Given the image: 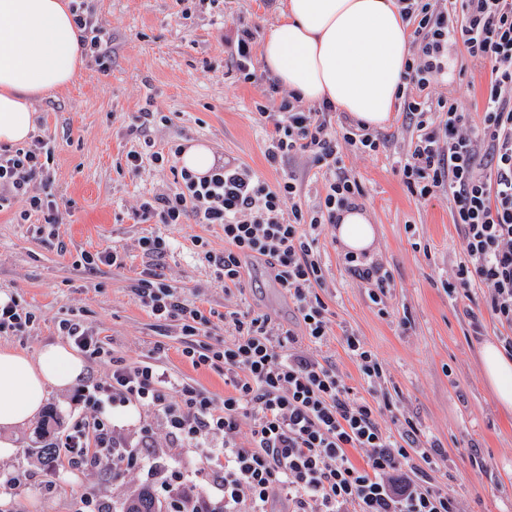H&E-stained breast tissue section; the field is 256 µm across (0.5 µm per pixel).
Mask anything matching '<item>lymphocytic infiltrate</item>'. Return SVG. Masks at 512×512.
Returning <instances> with one entry per match:
<instances>
[{
	"mask_svg": "<svg viewBox=\"0 0 512 512\" xmlns=\"http://www.w3.org/2000/svg\"><path fill=\"white\" fill-rule=\"evenodd\" d=\"M396 3L402 19L415 22L419 45L405 76L419 95L403 105L417 135L398 172L419 198L449 192L464 259L448 288L484 286L491 315L512 330V0H451L446 8L438 0ZM459 47L471 60L493 62L478 125L469 124L454 101L421 96ZM333 110L325 102L304 111L292 95L274 108L256 103V121L269 128L265 158L284 172L277 186L232 161L217 163L202 176L183 168L175 173V192L143 202L136 211L145 220L160 216L165 224L221 225L223 252L207 249L203 255L225 291L239 288L248 262H264L295 303L301 331L272 325L264 314L231 310L224 319L233 326L232 341L186 346L183 354L193 366H223L230 391L219 403L191 384H173L153 363L114 358L82 321L64 320L63 332L77 349L91 359L112 361L111 377L88 389L93 415L76 421L62 441L65 468L83 471L116 462L120 454L106 406L133 402L160 415L177 443L195 449L212 471L218 501H191L186 512H270L276 497L288 512H457L431 474L439 451L417 450L415 425L404 422L395 434L382 430L373 407L352 397L331 364L295 348L298 335L314 344L329 335L327 306L314 293L324 281L314 246L323 227L338 223L340 211L356 206L364 192L357 180L340 174L307 209L296 175L283 166L307 153L330 170L339 162L340 144L363 154L384 145L361 123L334 131ZM437 111L446 116L440 126L433 119ZM52 158L42 139L0 148V207L22 196L29 211L43 214L46 227L57 224V202L30 189ZM135 296L155 318L181 319L185 335H197L208 322L203 310L187 304L155 269L142 271ZM245 418L251 421L246 448L235 440ZM218 434L219 445L213 442ZM354 449L366 450L364 463L352 460Z\"/></svg>",
	"mask_w": 512,
	"mask_h": 512,
	"instance_id": "obj_1",
	"label": "lymphocytic infiltrate"
}]
</instances>
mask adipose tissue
<instances>
[{
    "mask_svg": "<svg viewBox=\"0 0 512 512\" xmlns=\"http://www.w3.org/2000/svg\"><path fill=\"white\" fill-rule=\"evenodd\" d=\"M410 57L409 26L394 0H286L261 52L263 70L281 85L371 128L397 105ZM84 60L69 0H0V145L28 141L35 101L69 86ZM336 236L358 256L373 248L377 230L359 207L342 212ZM481 362L499 405L512 411V359L488 341ZM84 373L83 359L64 344L33 354L0 347V429L25 426L48 389L70 390Z\"/></svg>",
    "mask_w": 512,
    "mask_h": 512,
    "instance_id": "adipose-tissue-1",
    "label": "adipose tissue"
}]
</instances>
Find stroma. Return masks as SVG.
<instances>
[{"instance_id":"obj_1","label":"stroma","mask_w":512,"mask_h":512,"mask_svg":"<svg viewBox=\"0 0 512 512\" xmlns=\"http://www.w3.org/2000/svg\"><path fill=\"white\" fill-rule=\"evenodd\" d=\"M285 0H88L105 32L108 57H87L83 73L70 86L36 100V137L50 142L54 157L38 193L55 199L62 220L53 236L36 234L43 216L21 220L26 207L16 199L0 210V295L14 297L36 315L26 332L0 336V346L27 353L66 343L59 325L79 318L105 338L115 357L128 363L159 365L181 383L223 400L224 371L194 367L183 356L187 342L177 321L160 322L136 300L132 288L144 268L158 269L187 303L208 311L203 343L230 340L226 311H255L285 327L298 328L295 303L278 287L266 266L249 262L243 282L225 294L211 267L194 245L208 242L224 249V230L216 224H163L141 221L139 204L176 189L170 162L153 153L197 142L217 160L245 163L262 180L276 183L281 174L265 161L266 133L251 117L255 101L271 80L257 72L254 82L241 78L231 55L239 30L250 29L262 45ZM492 64L466 60L453 51L448 73L439 77L430 98L455 100L470 123H479ZM157 112L161 121L143 131L140 113ZM385 146L373 155L341 149L340 168L364 190L362 206L377 227L375 262L391 276L381 304L370 298V283L353 276L344 262L333 226L318 238L316 255L324 269L318 296L328 307L330 335L325 345L299 337L297 347L331 363L355 397L376 410L385 431H398L411 419L423 444L444 454L434 477L457 502L459 512H512V414L497 404L483 377L479 346L501 336L492 320L483 286L452 293L447 283L463 260L462 236L452 221V198L438 194L423 200L412 195L395 171L399 156L416 139L414 128L393 112L380 127ZM142 153L139 172H130L126 154ZM288 170L301 182V200L318 203L329 177L307 154L290 159ZM159 236L168 247L162 258L145 255L139 240ZM117 249L119 267L87 274L75 260L84 251ZM356 336L378 357L383 377L368 383L347 351L345 336ZM56 423L49 440L59 444L74 422L89 413L80 388L50 390L43 406ZM110 422L134 457L112 477L103 467L76 472L50 471L37 459L34 429L14 431L13 455L0 460V476L19 477L15 493L0 497V512H77L80 496L93 490L121 512L126 498L149 488L163 512H180L179 498L149 471L154 458L191 479L190 494L214 499L213 477L194 449H176L161 421L141 406L115 405Z\"/></svg>"}]
</instances>
